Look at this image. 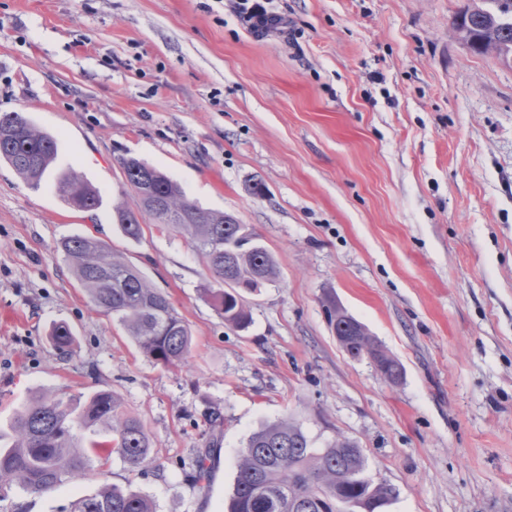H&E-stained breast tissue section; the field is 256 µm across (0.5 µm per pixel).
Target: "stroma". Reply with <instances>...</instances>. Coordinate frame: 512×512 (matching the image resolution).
<instances>
[{"mask_svg":"<svg viewBox=\"0 0 512 512\" xmlns=\"http://www.w3.org/2000/svg\"><path fill=\"white\" fill-rule=\"evenodd\" d=\"M472 0H272L257 36L228 0H0V113L58 140L102 205L80 212L0 164V428L33 397L116 393L153 460L0 493V512H70L108 482L155 512H224L248 437L284 417L314 447L344 435L387 512H512V64L453 30ZM166 172L234 215L280 274L225 325L188 236L112 222L135 206L120 158ZM89 235L140 269L188 324L177 368L143 356L96 310L59 249ZM402 365L391 383L340 347L325 296ZM73 333L68 353L52 326ZM224 423L213 478L192 479Z\"/></svg>","mask_w":512,"mask_h":512,"instance_id":"stroma-1","label":"stroma"}]
</instances>
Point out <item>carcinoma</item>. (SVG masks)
Here are the masks:
<instances>
[{
	"label": "carcinoma",
	"mask_w": 512,
	"mask_h": 512,
	"mask_svg": "<svg viewBox=\"0 0 512 512\" xmlns=\"http://www.w3.org/2000/svg\"><path fill=\"white\" fill-rule=\"evenodd\" d=\"M485 2L488 7L476 5L457 17L455 31L469 48L506 59L512 56V0ZM57 155L56 138L26 113H0V162L28 186H40ZM120 166L137 206H112L113 223L132 240L140 239L146 223L187 232L210 273L203 292L211 305L232 328L249 327L252 318L245 295L277 278L274 254L256 235L236 251L224 250V240L237 228L233 215L199 207L169 175L142 159L123 157ZM56 189L74 210L90 212L101 206L96 188L73 169L57 173ZM61 250L94 307L112 316L144 356L167 367H177L187 358L188 325L168 295L153 287L139 269L89 236L69 237L61 242ZM326 307L343 350L378 346L362 323L336 306L334 299H327ZM51 339L57 350L67 352L73 339L70 327L57 325ZM7 436L12 443L0 447V488L15 484L34 494L87 477L94 462L106 465L114 453L132 472L151 461V441L142 423L110 390L96 391L76 406L44 393L17 413L8 431L0 430V439ZM215 446L210 442V448L196 457L193 479L198 484L210 480ZM236 467L228 512H365L370 507L382 512L395 498L393 488L369 478L367 458L356 441L338 436L314 448L302 425L291 419L254 432ZM321 488L331 492L329 500L318 499ZM71 512H154V506L145 495L104 484L95 495L76 499Z\"/></svg>",
	"instance_id": "carcinoma-1"
}]
</instances>
